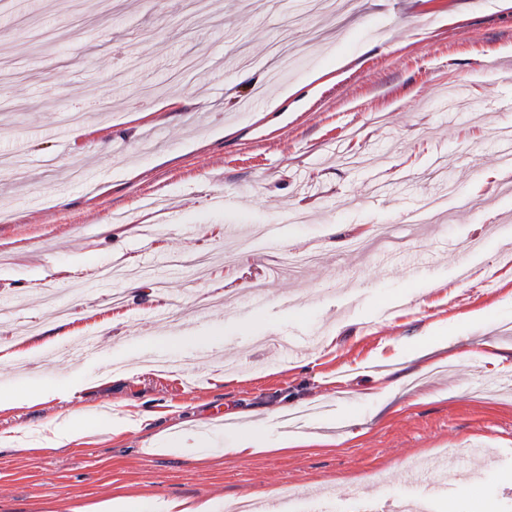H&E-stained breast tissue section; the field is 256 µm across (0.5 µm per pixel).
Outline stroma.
<instances>
[{"mask_svg":"<svg viewBox=\"0 0 512 512\" xmlns=\"http://www.w3.org/2000/svg\"><path fill=\"white\" fill-rule=\"evenodd\" d=\"M314 2L0 0V157L26 162L0 175V343L42 347L0 362V385L84 384L68 402L0 408V438L16 440L0 512L117 493L222 512L272 490L353 512L416 493L410 461L474 443L498 476L450 469L433 512H512L497 490L512 485V369L473 348L512 359V169L492 152L512 126V7ZM429 199L439 222L416 223ZM235 224L266 235L238 243ZM202 251L207 270L186 264ZM297 330L324 340L291 359L276 340ZM85 337L97 367L69 358ZM287 403L309 411L304 448L159 451L216 431L232 442L217 411L275 443ZM82 407L142 419L28 450ZM214 502L206 498L155 500L149 512H214Z\"/></svg>","mask_w":512,"mask_h":512,"instance_id":"obj_1","label":"stroma"}]
</instances>
